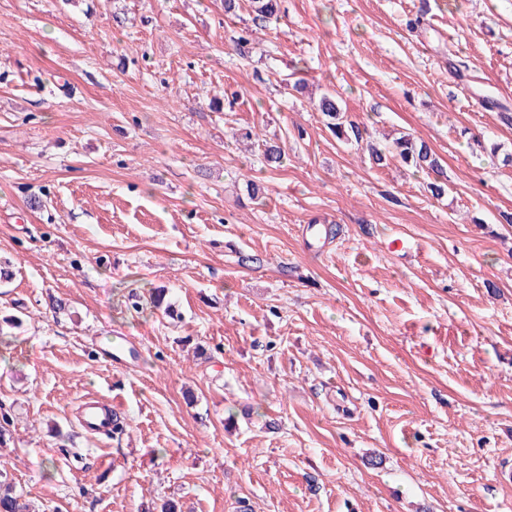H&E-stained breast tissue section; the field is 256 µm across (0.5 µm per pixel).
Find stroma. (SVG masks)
<instances>
[{
    "instance_id": "obj_1",
    "label": "stroma",
    "mask_w": 512,
    "mask_h": 512,
    "mask_svg": "<svg viewBox=\"0 0 512 512\" xmlns=\"http://www.w3.org/2000/svg\"><path fill=\"white\" fill-rule=\"evenodd\" d=\"M253 18L0 0V470L32 512H512V0ZM328 91L447 194L338 142ZM370 158L376 164H382L386 160V152L398 157L406 166L417 171H427L441 176L442 164L439 158L424 141H417L409 134L396 138L392 144L383 149L373 144H367ZM118 418L117 412L112 417L98 401L88 399L81 406L80 423L89 433L107 434L112 431V419ZM119 419V418H118Z\"/></svg>"
}]
</instances>
